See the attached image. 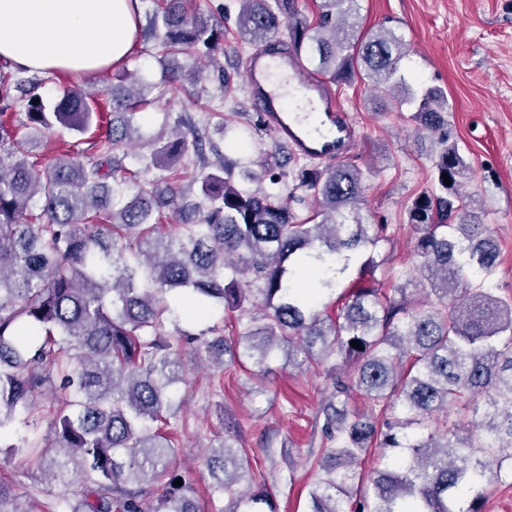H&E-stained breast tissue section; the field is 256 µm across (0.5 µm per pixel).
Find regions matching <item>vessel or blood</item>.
I'll list each match as a JSON object with an SVG mask.
<instances>
[{"mask_svg": "<svg viewBox=\"0 0 512 512\" xmlns=\"http://www.w3.org/2000/svg\"><path fill=\"white\" fill-rule=\"evenodd\" d=\"M245 69L262 122L294 153L336 161L350 154L356 125L333 88L305 70L287 41L258 46Z\"/></svg>", "mask_w": 512, "mask_h": 512, "instance_id": "obj_1", "label": "vessel or blood"}]
</instances>
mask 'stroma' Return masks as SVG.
Here are the masks:
<instances>
[{
	"mask_svg": "<svg viewBox=\"0 0 512 512\" xmlns=\"http://www.w3.org/2000/svg\"><path fill=\"white\" fill-rule=\"evenodd\" d=\"M156 9L155 0H141L139 39L122 69L73 80L42 74V96L54 99L58 86L71 80L94 83L106 96L120 70L138 72L147 79L142 93L151 102L138 120L144 138L161 135L182 117L202 145H214L232 159L253 160L257 172L275 165L288 148L260 125L248 98L244 66L250 47L220 56L215 67L183 56L184 66L196 68L195 78L168 82L150 30ZM357 21L358 37L382 26L403 37L408 53L401 66L411 86L436 85L447 92L454 132L474 170L460 192L472 198L481 223L493 227L501 248L494 282L500 295L512 296V0H360ZM334 87L357 125L348 160L366 172L363 213L370 223L391 227V239L379 252L392 256L395 268L411 265L414 233L407 209L430 185L426 144L408 112L379 100L363 80H339ZM228 123L243 130L241 146L225 139ZM269 367L260 378L235 363L220 371L201 364L192 368L176 392L181 418L176 464L197 494H204L211 484L204 454L220 440L217 414L225 412L243 436L253 488L268 489L276 512H307L308 491L320 476L316 460L326 445L318 418L331 393L328 369L292 365L281 357ZM45 471L37 464L17 468L0 447V482L34 512L63 492Z\"/></svg>",
	"mask_w": 512,
	"mask_h": 512,
	"instance_id": "stroma-1",
	"label": "stroma"
}]
</instances>
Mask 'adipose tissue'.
<instances>
[{
	"mask_svg": "<svg viewBox=\"0 0 512 512\" xmlns=\"http://www.w3.org/2000/svg\"><path fill=\"white\" fill-rule=\"evenodd\" d=\"M139 0H0V62L21 72L121 65L138 36Z\"/></svg>",
	"mask_w": 512,
	"mask_h": 512,
	"instance_id": "obj_1",
	"label": "adipose tissue"
}]
</instances>
